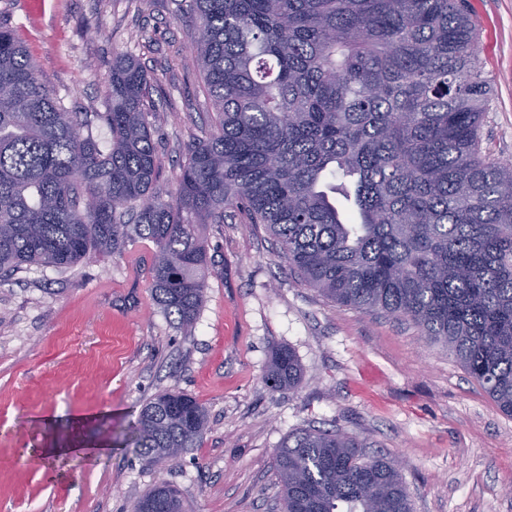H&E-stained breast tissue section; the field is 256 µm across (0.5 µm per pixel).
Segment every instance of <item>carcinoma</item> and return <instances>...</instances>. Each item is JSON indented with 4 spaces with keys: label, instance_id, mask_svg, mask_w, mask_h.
I'll use <instances>...</instances> for the list:
<instances>
[{
    "label": "carcinoma",
    "instance_id": "cac0c4a2",
    "mask_svg": "<svg viewBox=\"0 0 512 512\" xmlns=\"http://www.w3.org/2000/svg\"><path fill=\"white\" fill-rule=\"evenodd\" d=\"M189 9L205 32L189 61L218 126L188 146L169 200L156 191L143 66L115 60L109 111L74 112L0 25V275L67 268L146 239L155 300L189 329L205 298L202 225L236 209L264 226L286 269L340 305L412 322L512 416V167L483 152L491 87L465 0H189ZM97 121L110 133L105 149ZM300 377L293 352L275 351L267 386ZM207 431L206 408L167 390L124 444L170 463ZM364 447L336 430L289 434L275 455L285 512H411L392 461ZM159 504L184 512L170 483L133 512Z\"/></svg>",
    "mask_w": 512,
    "mask_h": 512
}]
</instances>
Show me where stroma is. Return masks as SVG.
Masks as SVG:
<instances>
[{
    "mask_svg": "<svg viewBox=\"0 0 512 512\" xmlns=\"http://www.w3.org/2000/svg\"><path fill=\"white\" fill-rule=\"evenodd\" d=\"M468 3L493 89L482 147L512 165V0ZM0 23L79 112L107 111L113 61H138L158 107L157 189L176 195L188 145L216 118L187 65L199 20L185 0H54L36 21L25 0H0ZM202 237L207 288L188 332L154 299L148 241L0 279V512H132L161 481L180 489L185 512H283L275 453L309 427L342 430L394 462L413 512H512V416L444 347L408 322L327 299L285 270L273 239L241 214ZM280 348L295 353L302 377L275 392L264 375ZM163 390L209 413L202 447L173 465L116 444L52 472L25 453L46 418L62 439L74 415L108 417L117 433Z\"/></svg>",
    "mask_w": 512,
    "mask_h": 512,
    "instance_id": "obj_1",
    "label": "stroma"
}]
</instances>
